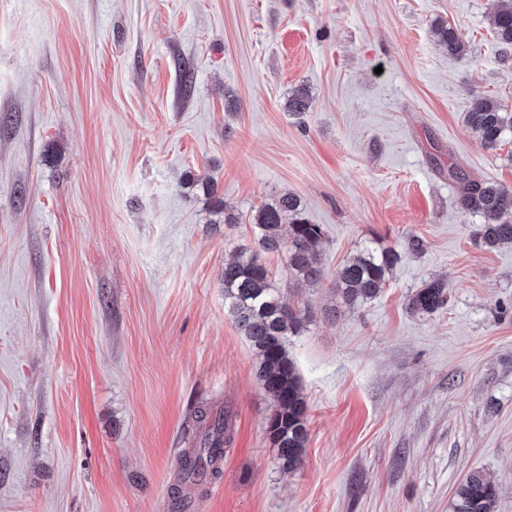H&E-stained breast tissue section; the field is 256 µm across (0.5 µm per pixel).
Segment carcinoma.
Here are the masks:
<instances>
[{
  "mask_svg": "<svg viewBox=\"0 0 512 512\" xmlns=\"http://www.w3.org/2000/svg\"><path fill=\"white\" fill-rule=\"evenodd\" d=\"M492 31L499 43L512 48V0L503 3L493 15ZM448 55L461 56L467 44L451 26L438 28ZM308 91L294 90L288 97V111L301 113L308 108ZM464 120L478 142L497 150L512 137V111L496 98L474 97ZM448 179L464 184L458 198L459 208L482 219L479 235L485 247L512 245V193L501 184L471 177L455 165L448 166ZM206 189L215 212L223 223L235 224L237 217L224 201L216 197V185L207 177H196ZM254 245L241 248L224 264V310L240 335L252 346L257 364L255 376L271 401L265 417V430L276 448L280 467H299L308 440L306 403L295 365L288 355V337L296 335L302 321L272 282L262 255L286 256L288 275L297 280L317 283L324 278L322 264L325 232L305 216L300 198L282 193L261 205L252 215ZM400 261V253L391 247L370 242L346 259L332 282L335 304L324 309L327 318L345 309H355L374 300L384 289L387 276ZM410 309L435 313L448 304V290L440 281H431L416 289L408 299ZM197 421L206 425L203 439L182 461L185 479L198 482L220 473L224 444L229 439L228 419L223 412L207 408L195 411ZM498 489L481 470L470 471L457 486L452 512H496Z\"/></svg>",
  "mask_w": 512,
  "mask_h": 512,
  "instance_id": "carcinoma-1",
  "label": "carcinoma"
}]
</instances>
